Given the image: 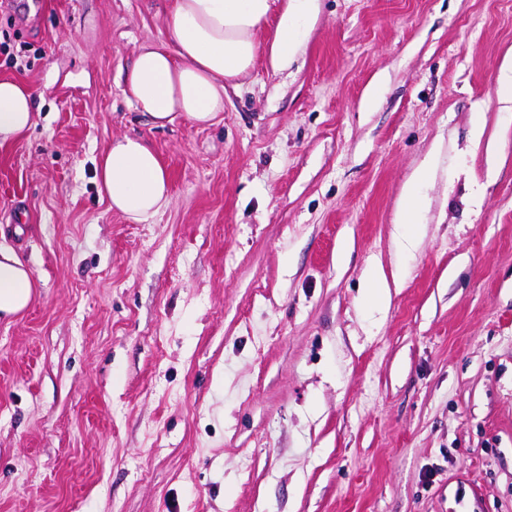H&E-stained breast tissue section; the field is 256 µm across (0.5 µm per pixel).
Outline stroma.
Instances as JSON below:
<instances>
[{"label": "stroma", "mask_w": 512, "mask_h": 512, "mask_svg": "<svg viewBox=\"0 0 512 512\" xmlns=\"http://www.w3.org/2000/svg\"><path fill=\"white\" fill-rule=\"evenodd\" d=\"M171 2L0 5L40 93L0 147L37 284L0 320V512H512V0H317L287 69L157 128L122 76ZM125 134L171 182L142 224L94 180ZM430 177V169L428 166H423L418 169L411 181L410 186L407 188L406 194V204H405V220L402 224H413V221L410 220V216L413 215L420 207V197L418 192V187L428 181Z\"/></svg>", "instance_id": "35a3bbf8"}]
</instances>
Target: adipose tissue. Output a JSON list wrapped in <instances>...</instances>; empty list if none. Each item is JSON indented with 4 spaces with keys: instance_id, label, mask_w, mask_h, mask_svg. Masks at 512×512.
<instances>
[{
    "instance_id": "obj_1",
    "label": "adipose tissue",
    "mask_w": 512,
    "mask_h": 512,
    "mask_svg": "<svg viewBox=\"0 0 512 512\" xmlns=\"http://www.w3.org/2000/svg\"><path fill=\"white\" fill-rule=\"evenodd\" d=\"M316 18V0H288L279 11L274 0H174L167 42L138 47L123 94L157 127L178 119L203 127L215 124L224 112L225 95L237 88L260 54H267L273 70L287 67L303 31ZM270 20L275 26L264 45L257 33ZM34 96L24 83L0 80V146L34 126ZM95 179L110 209L137 224L169 202L168 172L139 136L112 140L95 163ZM35 293L27 265L12 249L0 246V317L25 311Z\"/></svg>"
}]
</instances>
